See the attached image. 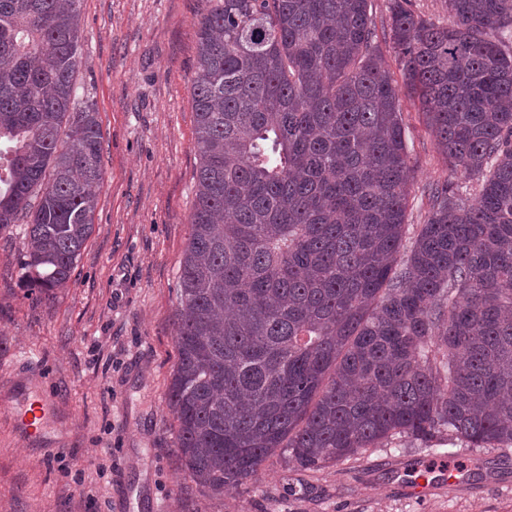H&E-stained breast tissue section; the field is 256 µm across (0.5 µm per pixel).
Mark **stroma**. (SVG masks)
<instances>
[{"label":"stroma","instance_id":"stroma-1","mask_svg":"<svg viewBox=\"0 0 512 512\" xmlns=\"http://www.w3.org/2000/svg\"><path fill=\"white\" fill-rule=\"evenodd\" d=\"M208 6L81 0L76 85L98 114L104 176L93 233L56 298L22 281V225L0 230V512H512V448H470L445 432L316 469L281 452L221 496L187 475L168 393L199 165L191 84ZM398 92L416 225L430 186L466 189L473 178L444 163L409 89ZM31 399L45 409L35 435L17 419ZM441 458L458 462V487L414 495Z\"/></svg>","mask_w":512,"mask_h":512}]
</instances>
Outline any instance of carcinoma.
<instances>
[{
	"instance_id": "1",
	"label": "carcinoma",
	"mask_w": 512,
	"mask_h": 512,
	"mask_svg": "<svg viewBox=\"0 0 512 512\" xmlns=\"http://www.w3.org/2000/svg\"><path fill=\"white\" fill-rule=\"evenodd\" d=\"M81 0H0V230L66 286L93 231L102 134L76 97ZM389 0L388 37L438 151L411 167L370 0H214L191 86L199 154L168 394L212 495L286 450L312 469L399 435L512 447V0ZM68 142L61 143L62 127ZM414 9L426 18L441 24H449L452 18L448 14L444 0H413Z\"/></svg>"
}]
</instances>
